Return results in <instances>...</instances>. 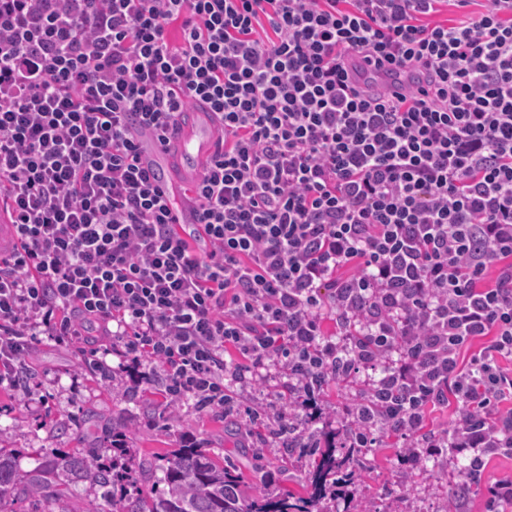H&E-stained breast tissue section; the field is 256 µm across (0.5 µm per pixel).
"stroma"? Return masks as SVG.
<instances>
[{
  "mask_svg": "<svg viewBox=\"0 0 512 512\" xmlns=\"http://www.w3.org/2000/svg\"><path fill=\"white\" fill-rule=\"evenodd\" d=\"M23 360L30 367L26 383L0 390V448L12 453L22 469L36 467L53 453L105 446L114 428L141 451L162 453L183 439L217 459L233 447L244 448L238 459L242 482L276 494L300 492L314 462L305 449L263 432L264 423L288 406L285 378L237 388L232 415L237 435L231 438L220 412L167 406L159 381L138 380L136 371H154L149 361L137 365L113 351L105 358L111 372L106 379L91 370V356L45 336L32 342ZM377 439V447L363 449L349 481L337 487L332 512H352L356 506L364 512H487L489 486L512 479V455L494 454L485 459L481 483L461 489L447 458H429L411 468L402 461L404 441L398 433L384 428Z\"/></svg>",
  "mask_w": 512,
  "mask_h": 512,
  "instance_id": "1",
  "label": "stroma"
}]
</instances>
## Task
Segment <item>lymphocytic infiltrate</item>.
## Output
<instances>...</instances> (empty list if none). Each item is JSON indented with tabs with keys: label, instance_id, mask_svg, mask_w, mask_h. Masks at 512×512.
Instances as JSON below:
<instances>
[{
	"label": "lymphocytic infiltrate",
	"instance_id": "obj_1",
	"mask_svg": "<svg viewBox=\"0 0 512 512\" xmlns=\"http://www.w3.org/2000/svg\"><path fill=\"white\" fill-rule=\"evenodd\" d=\"M204 103L224 141L187 239L141 145ZM0 204V385L28 337L113 340L169 405L228 413L277 371L283 429L365 368L405 464L512 453V0H0ZM458 419L457 409L448 406L429 407L426 413V429L434 432H452Z\"/></svg>",
	"mask_w": 512,
	"mask_h": 512
}]
</instances>
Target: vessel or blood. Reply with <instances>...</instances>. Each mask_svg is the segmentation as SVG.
<instances>
[{"instance_id":"b4317fda","label":"vessel or blood","mask_w":512,"mask_h":512,"mask_svg":"<svg viewBox=\"0 0 512 512\" xmlns=\"http://www.w3.org/2000/svg\"><path fill=\"white\" fill-rule=\"evenodd\" d=\"M219 143L218 121L209 110L201 109L178 116L166 133L165 142L151 141L143 153L162 189L172 191L171 214L174 223L189 226L199 221L200 207L185 188L199 182L207 160Z\"/></svg>"}]
</instances>
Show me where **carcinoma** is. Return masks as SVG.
Segmentation results:
<instances>
[{
  "instance_id": "1",
  "label": "carcinoma",
  "mask_w": 512,
  "mask_h": 512,
  "mask_svg": "<svg viewBox=\"0 0 512 512\" xmlns=\"http://www.w3.org/2000/svg\"><path fill=\"white\" fill-rule=\"evenodd\" d=\"M324 433L307 428L292 437L318 455L313 472L303 480L304 493L274 498L246 493L239 475L196 445L183 444L162 458L135 452L123 434L112 432V460L98 448L52 454L38 467L22 470L0 451V501L49 502L59 512H72L66 494L72 483L112 493V512H331L321 505L328 479L339 483L359 462L361 449L336 454V445L321 446Z\"/></svg>"
}]
</instances>
